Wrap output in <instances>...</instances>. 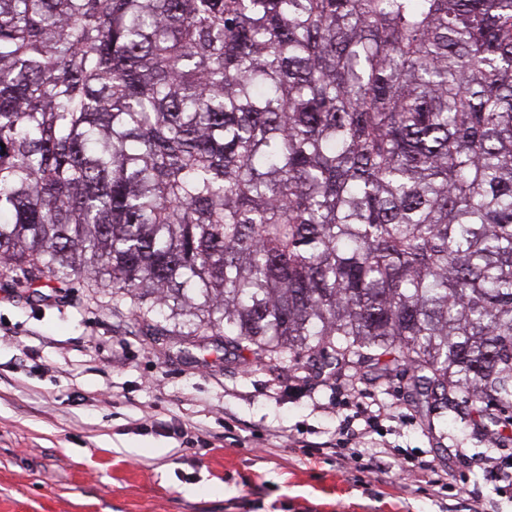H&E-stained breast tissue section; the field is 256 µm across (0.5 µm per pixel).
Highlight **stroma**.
Listing matches in <instances>:
<instances>
[{"label":"stroma","mask_w":512,"mask_h":512,"mask_svg":"<svg viewBox=\"0 0 512 512\" xmlns=\"http://www.w3.org/2000/svg\"><path fill=\"white\" fill-rule=\"evenodd\" d=\"M220 343L143 335L108 288L28 302L0 276V512H512V438L467 402L425 419L405 367L326 375ZM351 379L404 416L341 461L330 387ZM415 455L446 486L378 469Z\"/></svg>","instance_id":"1"}]
</instances>
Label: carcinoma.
I'll return each mask as SVG.
<instances>
[{
	"instance_id": "1",
	"label": "carcinoma",
	"mask_w": 512,
	"mask_h": 512,
	"mask_svg": "<svg viewBox=\"0 0 512 512\" xmlns=\"http://www.w3.org/2000/svg\"><path fill=\"white\" fill-rule=\"evenodd\" d=\"M0 142L26 300L512 407V0H0Z\"/></svg>"
}]
</instances>
